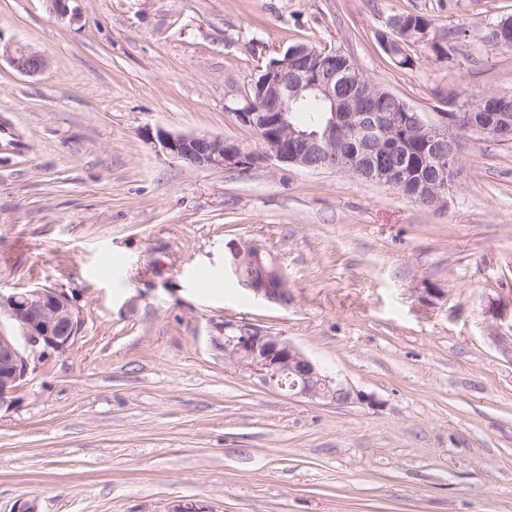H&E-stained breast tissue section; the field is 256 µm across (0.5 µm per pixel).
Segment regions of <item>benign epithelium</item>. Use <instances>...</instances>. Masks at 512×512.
<instances>
[{
  "label": "benign epithelium",
  "instance_id": "obj_1",
  "mask_svg": "<svg viewBox=\"0 0 512 512\" xmlns=\"http://www.w3.org/2000/svg\"><path fill=\"white\" fill-rule=\"evenodd\" d=\"M6 60L17 72L34 76L47 66L39 52L18 44H0V60ZM288 69V59L268 70L261 83L260 97L271 99L276 107L271 112L249 109L234 113L244 126L264 132L260 136L262 152L251 154L235 142L220 137L196 134H172L164 130H146L147 137L156 142L167 156L192 168L225 166L249 167L259 161L294 165L306 171L336 170L367 182L401 191L413 177L401 165L385 162L397 146H386L373 134L377 130L373 112H335L326 125L311 132L293 124L288 115L291 103L303 91H317L336 100V75L317 76L302 69L293 85L278 75ZM498 95H486L478 101L479 112L470 106L455 112H439L436 118L422 120L414 115L426 130L435 152L443 154L448 143L456 145L452 172L444 168H428L422 174L411 201L422 205L434 202L445 204L461 161L463 141L470 136L512 144V114L497 111ZM353 123L355 130L364 133V159L360 164L336 162V154L346 152L337 141L336 125ZM232 267L244 286L266 300L283 302L287 298L286 279L276 267L266 263L255 245L235 249ZM84 322L83 315L62 294L51 289L35 288L9 295L0 293V405L12 397L25 383L37 362L50 353L66 354L75 345ZM224 362L258 378L266 386L286 388L291 379V395L311 401L336 404L364 403L362 393L347 387L324 373L290 341L260 328L224 324Z\"/></svg>",
  "mask_w": 512,
  "mask_h": 512
}]
</instances>
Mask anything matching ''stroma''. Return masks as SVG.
<instances>
[{"instance_id": "35a3bbf8", "label": "stroma", "mask_w": 512, "mask_h": 512, "mask_svg": "<svg viewBox=\"0 0 512 512\" xmlns=\"http://www.w3.org/2000/svg\"><path fill=\"white\" fill-rule=\"evenodd\" d=\"M0 0V292L85 323L0 404V512H512V144L466 140L443 209L335 171L190 168L146 129L260 146L232 109L272 48L351 55L427 115L512 95L482 36L512 0ZM432 23L404 69L376 40ZM258 246L286 302L243 287ZM228 323L291 341L371 404L224 361ZM394 17L399 19V29L392 28L389 29L388 32H379L377 34V40L381 47L384 49V42H387L388 45L394 46V44H401V47L398 48L400 55L393 59L391 56L387 55L395 62L396 65L400 67L410 66L413 62L412 56L408 53L407 48H409L410 44L416 43L414 40H406L405 33L408 30L414 31H423L425 29L431 28V21L423 16L407 13V14H399ZM385 51V49H384ZM4 59L17 72L34 76L47 66L46 58L39 52L18 44L2 45L0 41V63Z\"/></svg>"}]
</instances>
